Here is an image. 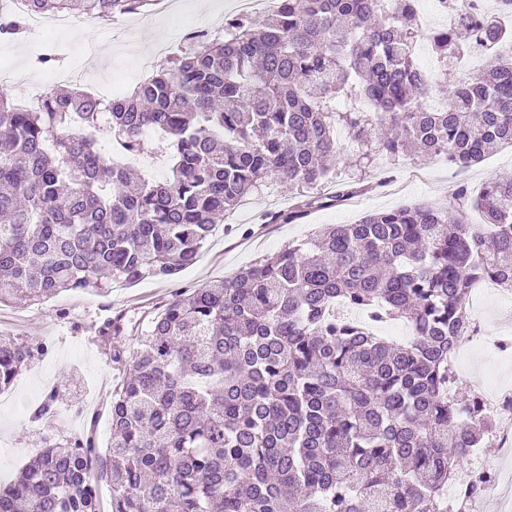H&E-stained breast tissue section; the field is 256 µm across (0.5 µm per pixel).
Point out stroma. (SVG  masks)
Masks as SVG:
<instances>
[{
    "label": "stroma",
    "instance_id": "obj_1",
    "mask_svg": "<svg viewBox=\"0 0 512 512\" xmlns=\"http://www.w3.org/2000/svg\"><path fill=\"white\" fill-rule=\"evenodd\" d=\"M169 9L149 8L134 17L119 15L111 27L89 17L54 36L64 51L63 65H70L85 46H93L90 64L97 82L119 78L123 89L139 82L146 66H167L171 52L184 47L187 33L212 30L225 17L238 13L239 0H209L210 14L200 13L198 0H171ZM421 35L415 60L446 87L465 77L455 63L435 54L431 36L447 25L432 0H419ZM336 142L343 150L338 171L342 179L357 183L359 192L339 202L335 184L322 185L325 202L291 224L272 223V216L288 212L297 202L288 186L266 183L251 193L229 217V230H217L199 260L171 279L152 278L136 285L116 284L107 295L63 292L32 306L0 305V334L18 338L33 356L14 385L0 392V483L14 480L30 456L46 442H61L84 431H93L99 448L110 438L111 392L104 383L119 372L112 363L113 348H132L145 325V316L166 304L178 289H194L233 276L257 259L274 258L288 242L308 237L326 224H352L368 212L387 211L411 202L446 203L458 186L478 192L490 179L512 177V146L502 145L477 166L467 170L439 162L437 157L391 161L374 157L371 165L357 162L355 149L344 127H337ZM123 315L126 331L104 345L99 328L105 319ZM456 367L460 385L482 392L489 385L512 393V358L473 347L461 339ZM58 391L55 415L34 422L30 411L49 391Z\"/></svg>",
    "mask_w": 512,
    "mask_h": 512
}]
</instances>
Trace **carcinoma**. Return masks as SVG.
I'll return each mask as SVG.
<instances>
[{
    "label": "carcinoma",
    "mask_w": 512,
    "mask_h": 512,
    "mask_svg": "<svg viewBox=\"0 0 512 512\" xmlns=\"http://www.w3.org/2000/svg\"><path fill=\"white\" fill-rule=\"evenodd\" d=\"M151 0H27L37 14L110 21ZM418 0H279L262 19L188 34L149 80L109 103L50 90L20 107L0 94V305L69 290L171 278L196 263L266 181L298 191L300 219L336 178V126L359 160L443 156L468 168L512 145V0H465L432 35L461 62L489 64L441 88L413 59ZM25 17L0 21L21 39ZM442 92L446 105L421 99ZM362 100L368 108L356 107ZM167 142L165 182H130L120 157L144 135ZM481 210L469 224L464 208ZM512 288V178L329 224L269 261L177 294L147 322L112 386V441L47 444L6 485L0 512H450L448 484L492 425L482 398L456 388L453 351L471 332L474 284ZM373 322L403 318L391 342ZM0 336V389L31 359ZM56 392L31 419L54 416Z\"/></svg>",
    "instance_id": "obj_1"
}]
</instances>
